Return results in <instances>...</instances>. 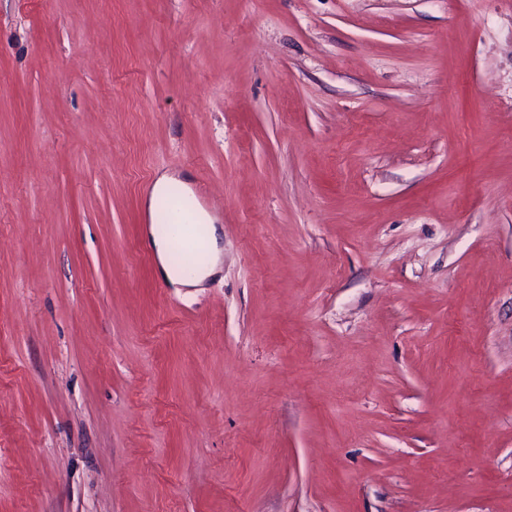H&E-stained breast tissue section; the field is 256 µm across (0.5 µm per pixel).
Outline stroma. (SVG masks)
<instances>
[{
    "label": "stroma",
    "mask_w": 512,
    "mask_h": 512,
    "mask_svg": "<svg viewBox=\"0 0 512 512\" xmlns=\"http://www.w3.org/2000/svg\"><path fill=\"white\" fill-rule=\"evenodd\" d=\"M0 512H512V0H0ZM172 183H178L185 190L189 191L187 184L182 181L176 180V179H174L168 175H165V174L158 177L156 179V181L154 182L152 191L146 200V212H147V216H148L149 220L151 221V223L154 219L155 204H156L157 199L166 192V190ZM183 214L178 199L173 197L168 204L167 224H170L174 247L194 255V252L197 253L200 250L199 241L192 230L193 224L181 220ZM192 219L195 220L196 224L202 225L206 257L205 260L190 274H186L183 270H179L169 263L168 240L166 238L158 237L152 226L149 229L157 268L160 274L172 283L183 285L197 284L214 272L220 259L221 249L219 247L215 219L200 206L195 210V217Z\"/></svg>",
    "instance_id": "1"
}]
</instances>
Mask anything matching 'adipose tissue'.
I'll return each instance as SVG.
<instances>
[{
	"mask_svg": "<svg viewBox=\"0 0 512 512\" xmlns=\"http://www.w3.org/2000/svg\"><path fill=\"white\" fill-rule=\"evenodd\" d=\"M194 220L201 224L205 239V259L192 272L185 273L173 267L168 260L169 243L162 237H153L152 249L160 274L168 281L183 285H194L211 275L220 259L221 249L214 218L204 209H196Z\"/></svg>",
	"mask_w": 512,
	"mask_h": 512,
	"instance_id": "obj_1",
	"label": "adipose tissue"
}]
</instances>
